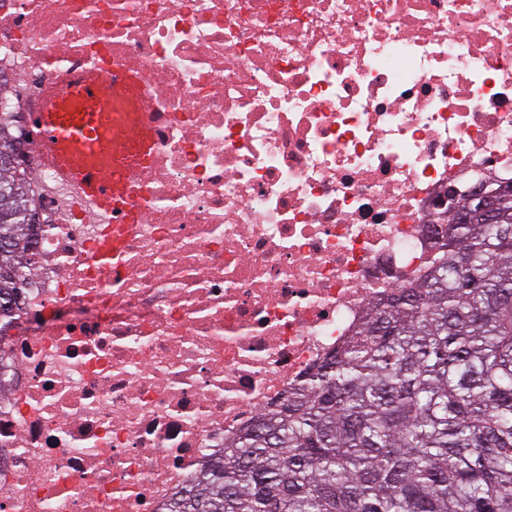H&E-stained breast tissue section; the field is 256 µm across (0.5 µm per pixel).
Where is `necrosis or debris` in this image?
<instances>
[{
  "label": "necrosis or debris",
  "instance_id": "obj_1",
  "mask_svg": "<svg viewBox=\"0 0 512 512\" xmlns=\"http://www.w3.org/2000/svg\"><path fill=\"white\" fill-rule=\"evenodd\" d=\"M141 71L134 224L44 161L35 100ZM36 212L0 343V512H165L419 280L448 198L512 183V0H0Z\"/></svg>",
  "mask_w": 512,
  "mask_h": 512
}]
</instances>
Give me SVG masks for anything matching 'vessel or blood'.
Wrapping results in <instances>:
<instances>
[{"instance_id": "1", "label": "vessel or blood", "mask_w": 512, "mask_h": 512, "mask_svg": "<svg viewBox=\"0 0 512 512\" xmlns=\"http://www.w3.org/2000/svg\"><path fill=\"white\" fill-rule=\"evenodd\" d=\"M143 87L137 72L121 66L77 69L66 75L57 101L37 113L51 161L111 209L118 224L135 219L131 183L150 164L158 129L156 114L142 105Z\"/></svg>"}]
</instances>
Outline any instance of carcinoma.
I'll use <instances>...</instances> for the list:
<instances>
[{"mask_svg": "<svg viewBox=\"0 0 512 512\" xmlns=\"http://www.w3.org/2000/svg\"><path fill=\"white\" fill-rule=\"evenodd\" d=\"M462 196L416 283L224 442L169 512H512V186ZM38 223L0 165V317Z\"/></svg>", "mask_w": 512, "mask_h": 512, "instance_id": "1", "label": "carcinoma"}]
</instances>
